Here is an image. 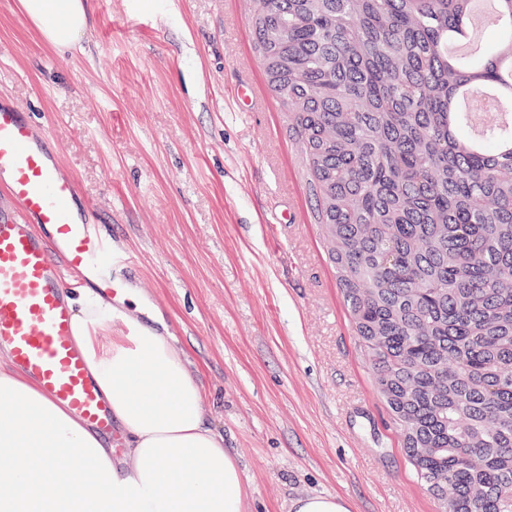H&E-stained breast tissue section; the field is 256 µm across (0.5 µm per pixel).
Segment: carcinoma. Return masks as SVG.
Returning <instances> with one entry per match:
<instances>
[{
    "instance_id": "1",
    "label": "carcinoma",
    "mask_w": 512,
    "mask_h": 512,
    "mask_svg": "<svg viewBox=\"0 0 512 512\" xmlns=\"http://www.w3.org/2000/svg\"><path fill=\"white\" fill-rule=\"evenodd\" d=\"M475 0H264L254 45L305 151L358 339L446 512H512L511 127L469 149L460 84L512 56V25L448 66Z\"/></svg>"
}]
</instances>
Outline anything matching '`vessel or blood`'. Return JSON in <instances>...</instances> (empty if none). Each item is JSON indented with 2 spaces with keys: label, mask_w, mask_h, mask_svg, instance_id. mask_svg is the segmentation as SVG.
Listing matches in <instances>:
<instances>
[{
  "label": "vessel or blood",
  "mask_w": 512,
  "mask_h": 512,
  "mask_svg": "<svg viewBox=\"0 0 512 512\" xmlns=\"http://www.w3.org/2000/svg\"><path fill=\"white\" fill-rule=\"evenodd\" d=\"M60 259L81 286L112 297L124 291L120 268L136 264L95 233L76 183L59 171L48 131L0 103V348L50 399L108 439L112 409L72 340Z\"/></svg>",
  "instance_id": "1"
}]
</instances>
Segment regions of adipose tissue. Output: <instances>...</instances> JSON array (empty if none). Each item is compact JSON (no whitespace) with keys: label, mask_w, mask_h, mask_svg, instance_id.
<instances>
[{"label":"adipose tissue","mask_w":512,"mask_h":512,"mask_svg":"<svg viewBox=\"0 0 512 512\" xmlns=\"http://www.w3.org/2000/svg\"><path fill=\"white\" fill-rule=\"evenodd\" d=\"M44 41L79 48L84 0H19ZM73 340L123 434L108 448L0 350V512H245L241 470L205 418V389L167 334L113 300L71 291ZM119 324L113 336L101 328Z\"/></svg>","instance_id":"obj_1"}]
</instances>
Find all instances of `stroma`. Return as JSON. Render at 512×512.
Masks as SVG:
<instances>
[{
	"label": "stroma",
	"instance_id": "35a3bbf8",
	"mask_svg": "<svg viewBox=\"0 0 512 512\" xmlns=\"http://www.w3.org/2000/svg\"><path fill=\"white\" fill-rule=\"evenodd\" d=\"M82 48L0 0V99L59 148L126 280L202 371L248 512L305 494L442 512L352 326L301 143L254 47V0H86ZM257 87L255 109L234 96Z\"/></svg>",
	"mask_w": 512,
	"mask_h": 512
}]
</instances>
